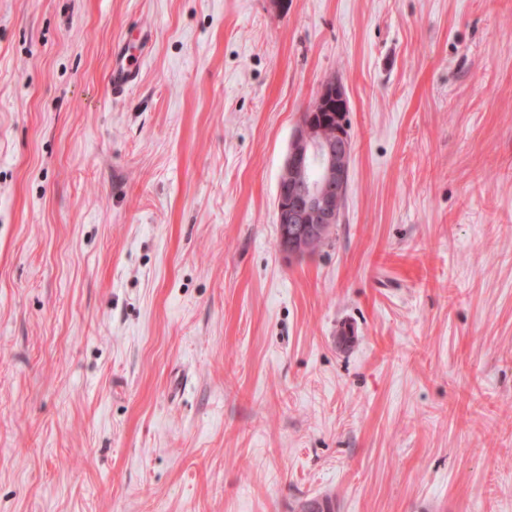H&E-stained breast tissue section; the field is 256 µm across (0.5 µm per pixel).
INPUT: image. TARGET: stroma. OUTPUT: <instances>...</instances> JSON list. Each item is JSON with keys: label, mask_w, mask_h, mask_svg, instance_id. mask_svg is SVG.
Segmentation results:
<instances>
[{"label": "stroma", "mask_w": 512, "mask_h": 512, "mask_svg": "<svg viewBox=\"0 0 512 512\" xmlns=\"http://www.w3.org/2000/svg\"><path fill=\"white\" fill-rule=\"evenodd\" d=\"M329 79L349 186L291 261ZM313 498L512 512V0H0V512ZM131 43L118 44L113 53L109 71V86L114 96H122L135 83L140 73L139 57L130 48ZM348 111L343 85L328 81L294 130L275 201L278 248L288 260L313 254L340 222L352 155Z\"/></svg>", "instance_id": "1"}]
</instances>
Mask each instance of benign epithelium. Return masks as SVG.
<instances>
[{
  "mask_svg": "<svg viewBox=\"0 0 512 512\" xmlns=\"http://www.w3.org/2000/svg\"><path fill=\"white\" fill-rule=\"evenodd\" d=\"M348 111L343 85L328 81L294 130L275 201L278 248L290 261L313 254L340 223L352 155Z\"/></svg>",
  "mask_w": 512,
  "mask_h": 512,
  "instance_id": "7a95c632",
  "label": "benign epithelium"
}]
</instances>
